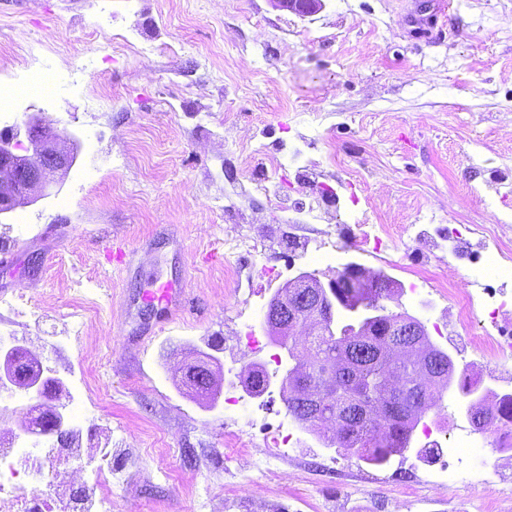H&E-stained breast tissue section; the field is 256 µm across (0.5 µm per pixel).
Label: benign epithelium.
Masks as SVG:
<instances>
[{
	"instance_id": "obj_1",
	"label": "benign epithelium",
	"mask_w": 512,
	"mask_h": 512,
	"mask_svg": "<svg viewBox=\"0 0 512 512\" xmlns=\"http://www.w3.org/2000/svg\"><path fill=\"white\" fill-rule=\"evenodd\" d=\"M280 11L309 17L322 11L325 0H270ZM66 136L71 148L60 150L57 140ZM79 155V139L73 133H62L50 123L43 113L31 112L25 120L14 127L0 130V218L13 212L19 206H31L50 190L61 185L64 177L76 164ZM380 285L379 273L365 269L362 265L349 262L338 270L336 277L324 282L315 270L300 268L285 281L272 295L261 322L267 336L280 348L276 354L280 371L269 372L264 359L256 356L247 376H238L230 386L252 396H264L281 389L288 379L297 375L306 358L298 349L286 344L288 337L301 336L304 342L322 333L325 325L335 331V311L345 307L350 315L366 324L376 323V336H388L387 358L391 362L414 364L412 347L420 337L428 335L425 322L418 318L406 317L402 329L383 330L382 322L389 315L386 305L367 306L358 302L348 305V298L340 296V288H369ZM378 348L356 342L347 347L345 361L327 368V375L339 372L354 375L373 356ZM33 358L25 342L15 338L9 345L0 344V390L8 391L24 400L34 401L35 414L47 421V426H58L64 421L60 405L56 403V392L62 389L59 376L45 373L42 364L35 365V372L24 371V364ZM221 359L215 354L198 353L194 360L185 363L176 373L177 385L197 402L209 410L221 407L225 379L217 377L216 369ZM456 374L453 359H445L441 349L434 346L425 361L416 366L415 378L421 389L428 391L447 374ZM388 390L384 397L367 401L356 394L338 391L334 407L324 408L327 399L315 390L305 388L303 381L289 387V394L297 397L295 405L307 419L314 431L326 430L333 437H346L357 424L380 422L377 439L386 440L398 423L406 419L400 411L402 392L401 380L391 374ZM466 417L477 429L497 422L495 413L483 405L484 393L477 384L457 390Z\"/></svg>"
}]
</instances>
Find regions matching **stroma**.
I'll list each match as a JSON object with an SVG mask.
<instances>
[{
  "mask_svg": "<svg viewBox=\"0 0 512 512\" xmlns=\"http://www.w3.org/2000/svg\"><path fill=\"white\" fill-rule=\"evenodd\" d=\"M418 0H326L299 18L270 0H0V83L29 70L57 77L48 96L22 93L18 113L42 112L75 133L80 155L60 192L0 219V310L46 367L69 378L98 371L102 410L83 445H112L133 472L112 488V512H248L301 500L333 512L345 497L364 512L421 488L432 512L449 495L480 512L482 487L455 492L416 468L409 451L363 465L316 435L276 477L238 462L224 445V413L177 388L193 350L217 348L245 373L237 345L259 325L274 290L307 266L289 233L312 191L326 208L343 261L384 271L398 285L389 311L446 323L443 297H411L420 251L355 247L358 220L430 228L512 225V0L432 6L415 36ZM271 242L266 263L233 248L238 230ZM130 250L114 266L112 245ZM185 290L194 315L168 319L146 290ZM86 315L73 337L65 312Z\"/></svg>",
  "mask_w": 512,
  "mask_h": 512,
  "instance_id": "35a3bbf8",
  "label": "stroma"
}]
</instances>
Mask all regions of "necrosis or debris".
Returning <instances> with one entry per match:
<instances>
[{
	"instance_id": "1",
	"label": "necrosis or debris",
	"mask_w": 512,
	"mask_h": 512,
	"mask_svg": "<svg viewBox=\"0 0 512 512\" xmlns=\"http://www.w3.org/2000/svg\"><path fill=\"white\" fill-rule=\"evenodd\" d=\"M491 241L495 253L491 258L494 271L485 283L463 290L451 287L447 276L427 260L408 269L422 285L447 299L453 311L455 327L478 325L477 333L467 336L465 348L478 355L486 365L500 367L512 361V334L500 329V319L512 310V300L501 299L493 283L512 277V226L508 224H469L465 229H452L448 234L452 251L467 248L469 236ZM352 238L356 245L371 247L373 252L406 250L428 242L420 224H359ZM91 368H82L71 385L66 407L68 427L63 436L32 433L29 438L0 443V512H112L111 468L88 467L87 451L82 446L80 426L100 404L90 390ZM226 402L229 428L224 431L228 447L240 454L260 456L268 474H275L277 464L287 449L298 447L301 439L290 420L284 419L272 429L264 430L261 443H254L247 431L254 424V410L245 396H230ZM512 453V434H497L488 439L468 429L457 437L445 460L434 463L433 471L441 484L450 486L464 473L481 472L489 482L483 496V512H500L502 488L512 485V470L503 460Z\"/></svg>"
}]
</instances>
